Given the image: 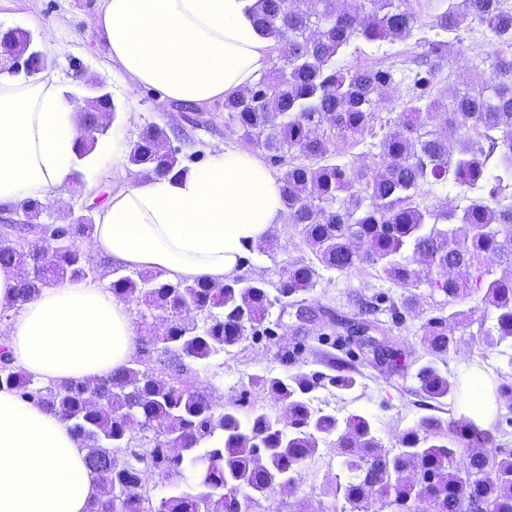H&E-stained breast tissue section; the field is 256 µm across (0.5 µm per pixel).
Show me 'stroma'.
I'll return each mask as SVG.
<instances>
[{
    "instance_id": "obj_1",
    "label": "stroma",
    "mask_w": 512,
    "mask_h": 512,
    "mask_svg": "<svg viewBox=\"0 0 512 512\" xmlns=\"http://www.w3.org/2000/svg\"><path fill=\"white\" fill-rule=\"evenodd\" d=\"M422 2L424 8L411 39L378 46L357 40L340 57L341 63L351 66L397 69L404 75L391 99L378 109L377 126L372 133L359 140L348 137L336 141V151L352 165L374 168L378 160L375 144L383 134V124L398 122L404 103L414 94L408 73L414 67V58L422 54L426 41L434 36L430 17L439 0ZM99 15V0H0V26L27 29L39 47L47 48L54 60L51 71L64 92H78L83 78L92 75L107 80L113 101L124 117L113 124L106 138L120 148H127L145 125L155 123L166 130L171 145L178 148L182 165L207 161V148L214 142L223 143L231 151L253 152L259 160L268 162L265 150L225 129L223 101L184 109L176 102L162 100L153 89L129 93L125 75L110 61L99 38ZM491 42L489 31L481 26L473 24L460 31L458 42L437 74L440 91L446 94L461 88L487 70ZM118 167L124 168L127 176L136 174L128 161L116 166L111 159H103L95 171L93 187L68 185L64 200L43 203L36 226L70 223L80 215L82 205L89 203L90 190L111 193L115 184L113 171ZM272 236L278 241L277 249L252 250L244 272L276 286L288 265L310 258L311 253L294 225H275ZM480 298V292H472L467 304L475 312L457 330V344L441 365L453 389L445 401L449 408L469 392L476 375L484 376L483 390L487 393L501 381L512 382V366L486 337L493 322L479 312ZM304 302L314 314L311 323L298 324L294 318L282 315L280 307H273L264 326L246 336L232 352L209 365L196 366L189 375L191 385L218 407L238 400L247 408L256 402L272 408L276 405L273 396L250 387L249 376L295 371L314 374L320 379L313 393L315 405L340 416L355 411L369 416L383 446L397 447L405 428L433 413L429 401L418 390L414 374L425 360L421 343L424 325L439 314L442 296L430 295L424 286L408 292L367 268L348 272L324 269ZM364 302L374 303L380 310V319L398 336L406 355L404 371H388L370 364L359 347L347 339L341 321ZM350 371L356 373L359 382L354 392L342 396L328 386L331 375ZM345 476L335 444L323 442L306 468L297 493L290 498L276 497L273 508L275 512H325L330 499L324 496V488Z\"/></svg>"
}]
</instances>
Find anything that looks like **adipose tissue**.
<instances>
[{"instance_id":"1","label":"adipose tissue","mask_w":512,"mask_h":512,"mask_svg":"<svg viewBox=\"0 0 512 512\" xmlns=\"http://www.w3.org/2000/svg\"><path fill=\"white\" fill-rule=\"evenodd\" d=\"M250 0H102L101 40L129 90L203 104L253 84L272 41ZM83 126L57 78L0 72V206L60 198L78 169ZM176 178L125 181L98 210L92 261L224 282L284 216L281 184L246 150L215 143ZM5 344L16 365L53 383L102 377L138 352L132 316L111 290L66 280L24 304ZM58 416L0 390V512H87L98 478Z\"/></svg>"}]
</instances>
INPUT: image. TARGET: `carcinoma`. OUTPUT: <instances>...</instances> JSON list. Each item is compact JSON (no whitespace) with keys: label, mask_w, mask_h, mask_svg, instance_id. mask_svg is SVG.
I'll list each match as a JSON object with an SVG mask.
<instances>
[{"label":"carcinoma","mask_w":512,"mask_h":512,"mask_svg":"<svg viewBox=\"0 0 512 512\" xmlns=\"http://www.w3.org/2000/svg\"><path fill=\"white\" fill-rule=\"evenodd\" d=\"M352 3L254 0L255 26L274 42L283 65L224 100V126L269 153L302 157L280 178L282 201L313 258L288 266L276 300L304 295L321 268L368 267L407 290L425 284L444 296L448 314L425 324L429 360L415 374L419 392L440 401L451 384L438 361L454 349L452 326L475 312L460 308L471 285L450 271H471L474 286L484 289L482 311L494 316L495 344L512 347V275L492 279L488 269L492 262L512 267V202L505 195L512 187V7L507 0H441L431 19L439 38L427 41L416 60L405 120L384 133L380 168L370 173L339 159L334 141L372 131L395 73L340 66L337 57L356 39L410 37L422 4ZM474 23L492 35L489 71L446 101L432 96L452 46L444 35ZM438 108L444 125L459 133L453 149L425 130L423 116ZM127 160L147 177L181 167L178 150L153 123L139 132ZM448 184L466 201L460 213L420 205L425 187ZM92 229L91 220L57 227L70 241L63 247L43 240L22 251L0 241V267L18 268L14 303L66 279L96 278L77 246ZM357 243L366 249L357 250ZM109 288L119 301L168 316L163 337H138L142 356L118 371L44 384L0 347V389L66 422L86 451L87 467L100 476L89 512H268L271 497L295 492L307 461L331 436L347 478L325 494L341 503V512H512V449L498 448L494 429L474 412L423 417L400 435L398 447L386 449L369 417L341 421L312 408L309 394L318 383L305 372L249 379L282 405L286 427L262 406L244 418L237 402L218 410L188 386L182 376L190 366L224 354L268 320L269 282L245 274L222 284L173 282L161 270L115 266ZM185 307L198 320L186 319ZM357 315L359 324L386 332L375 306L363 303ZM146 464L168 482L167 495L157 499L139 484Z\"/></svg>","instance_id":"cac0c4a2"}]
</instances>
